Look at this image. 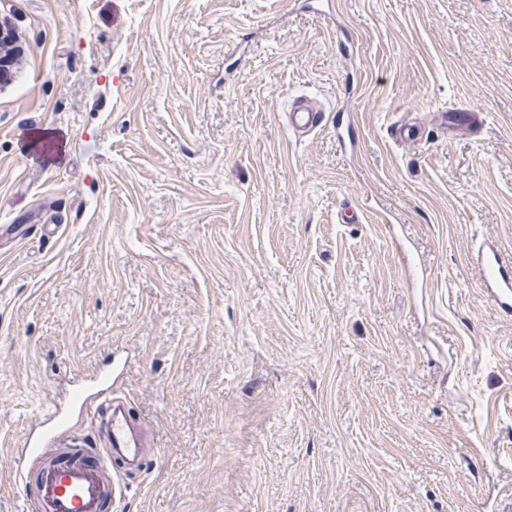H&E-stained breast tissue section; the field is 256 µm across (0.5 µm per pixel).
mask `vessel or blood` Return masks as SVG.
Returning <instances> with one entry per match:
<instances>
[{
  "mask_svg": "<svg viewBox=\"0 0 512 512\" xmlns=\"http://www.w3.org/2000/svg\"><path fill=\"white\" fill-rule=\"evenodd\" d=\"M324 117L306 97L295 98L287 112L290 129L300 136L319 128ZM476 266L486 292L503 312L511 313L512 253L481 245ZM87 388V383H80L66 402L49 401L37 431L25 444L29 468L37 476L38 512H106L120 496L123 471L140 468L147 457L145 427L122 400L111 399L107 407L106 447H93L85 436L72 432L70 414L86 405ZM116 461L122 463V471H113Z\"/></svg>",
  "mask_w": 512,
  "mask_h": 512,
  "instance_id": "vessel-or-blood-1",
  "label": "vessel or blood"
}]
</instances>
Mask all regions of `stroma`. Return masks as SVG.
<instances>
[{
    "instance_id": "stroma-1",
    "label": "stroma",
    "mask_w": 512,
    "mask_h": 512,
    "mask_svg": "<svg viewBox=\"0 0 512 512\" xmlns=\"http://www.w3.org/2000/svg\"><path fill=\"white\" fill-rule=\"evenodd\" d=\"M309 2L0 0V512L106 369L118 512H512V0ZM324 117L323 110L306 97L295 98L287 112L288 126L299 136H306L322 126ZM476 266L482 285L505 313L512 312V253L484 243L477 252Z\"/></svg>"
}]
</instances>
